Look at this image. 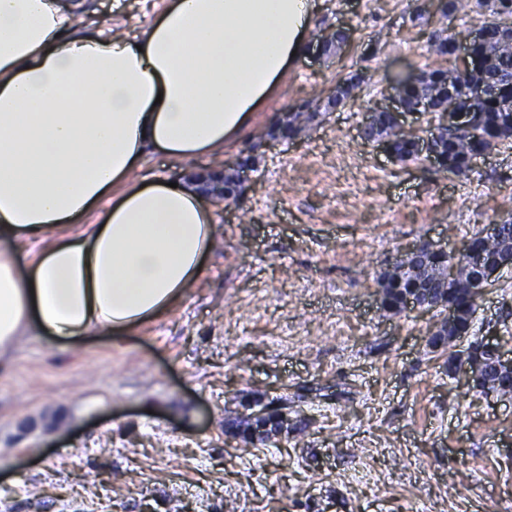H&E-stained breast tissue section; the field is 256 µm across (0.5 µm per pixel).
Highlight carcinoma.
<instances>
[{"mask_svg":"<svg viewBox=\"0 0 512 512\" xmlns=\"http://www.w3.org/2000/svg\"><path fill=\"white\" fill-rule=\"evenodd\" d=\"M476 5L488 11V18L484 22L489 38L497 34V25L506 23L512 19V0H476ZM476 51L486 52L489 55L488 65L485 71L479 75L461 78L453 87L454 94L450 98L443 99V103H458L464 109L461 113L463 120L452 129H436V144L440 147L442 162L440 170L444 173L461 176L469 172L468 160L474 153H487L499 144L512 139V112H502L496 108L494 101L488 100L481 103H471L469 89L472 81L492 79L499 70L512 69V52H497L492 48L476 47ZM443 72V69L434 66L422 73V77L408 74L398 81V87L408 104H413L419 95V89H427L433 76ZM301 113L288 114V122L276 126L280 135L295 137L301 131L298 119ZM306 121H312L318 117V110H313L304 115ZM369 136L386 139L391 143L397 160L401 163L414 162L419 159L414 135L405 131H398L390 123L385 113L379 114L374 125L366 131ZM508 223L501 226L500 235L485 245L486 253L496 255L504 250L512 249V213L507 214ZM453 266L452 260L438 255H433L426 262L417 266L415 276L426 279L433 288V300L455 308L457 322L449 330L440 329L439 333L445 340L460 336L467 332L472 323L473 314L476 311L478 292L470 290L469 272L456 266L455 274L448 273V268ZM410 273L401 272L395 268L383 273L379 278L381 288V309L385 312L398 314L404 311L406 294L409 293ZM502 375L487 363L480 372L479 386L483 389L497 390L501 385ZM272 422L271 417L256 419L245 425L232 426L226 430L229 437H241L242 441L252 439L254 432L265 428Z\"/></svg>","mask_w":512,"mask_h":512,"instance_id":"1","label":"carcinoma"}]
</instances>
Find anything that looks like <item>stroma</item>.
Wrapping results in <instances>:
<instances>
[{
	"instance_id": "1",
	"label": "stroma",
	"mask_w": 512,
	"mask_h": 512,
	"mask_svg": "<svg viewBox=\"0 0 512 512\" xmlns=\"http://www.w3.org/2000/svg\"><path fill=\"white\" fill-rule=\"evenodd\" d=\"M441 0H316L306 55L252 125L201 165L250 182L214 205L218 244L177 306L133 334L19 339L0 366V512H512V398L469 389L450 353L496 334L512 351V268L483 289L470 339L433 348L442 310L380 308L378 279L429 240L458 250L512 213V141L468 177L401 164L360 136L398 75L484 12ZM165 0H90L141 32ZM339 28L350 43L318 54ZM345 105L294 138L274 125L337 81ZM287 431L227 437L249 403Z\"/></svg>"
}]
</instances>
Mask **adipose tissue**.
Listing matches in <instances>:
<instances>
[{"mask_svg":"<svg viewBox=\"0 0 512 512\" xmlns=\"http://www.w3.org/2000/svg\"><path fill=\"white\" fill-rule=\"evenodd\" d=\"M310 0H168L140 34L83 32L88 0H0V357L29 334L122 336L205 274L196 178L145 182L232 142L312 27ZM99 223H85L91 212ZM173 172L170 160L161 152L150 153L144 162L142 176L148 181L163 179Z\"/></svg>","mask_w":512,"mask_h":512,"instance_id":"obj_1","label":"adipose tissue"}]
</instances>
